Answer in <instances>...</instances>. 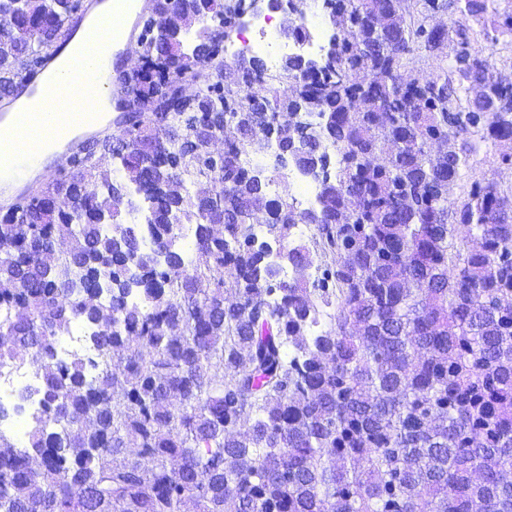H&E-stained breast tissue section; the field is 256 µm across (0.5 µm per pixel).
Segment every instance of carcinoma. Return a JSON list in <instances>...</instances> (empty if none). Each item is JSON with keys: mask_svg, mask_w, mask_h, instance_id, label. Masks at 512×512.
Listing matches in <instances>:
<instances>
[{"mask_svg": "<svg viewBox=\"0 0 512 512\" xmlns=\"http://www.w3.org/2000/svg\"><path fill=\"white\" fill-rule=\"evenodd\" d=\"M254 2L154 0L133 79L186 138L140 112L113 136L131 138L122 156L75 159L47 192L79 221L48 200L0 218V370L37 367L42 405L22 451L0 434V512H512V196L454 193L468 135L512 142V87L473 47L432 76L406 62L456 55L471 20L494 43L512 12L456 0L436 32L429 12L448 0H329L320 68L290 54L276 75L256 58L237 86L212 80ZM82 7L0 0V90ZM476 89L492 111L462 105ZM270 131L279 178L333 166L307 208L242 165ZM135 199L148 215L131 234ZM176 224L195 225L196 257ZM287 266L303 272L285 281ZM76 322L97 376L58 357Z\"/></svg>", "mask_w": 512, "mask_h": 512, "instance_id": "carcinoma-1", "label": "carcinoma"}]
</instances>
